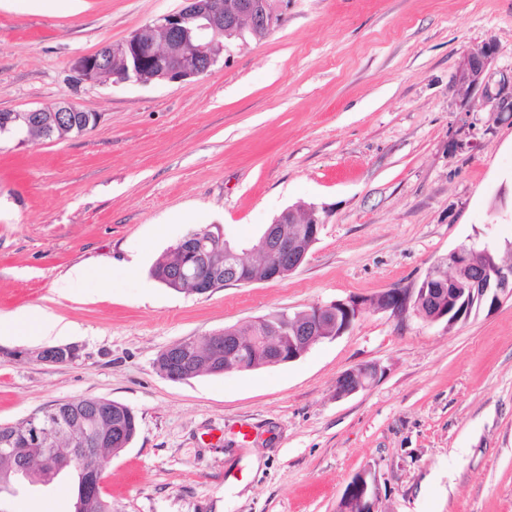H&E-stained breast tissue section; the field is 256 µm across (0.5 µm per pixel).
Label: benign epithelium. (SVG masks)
<instances>
[{
  "mask_svg": "<svg viewBox=\"0 0 512 512\" xmlns=\"http://www.w3.org/2000/svg\"><path fill=\"white\" fill-rule=\"evenodd\" d=\"M284 0H186L178 10L160 16L133 32L122 42L107 45L108 53L118 55L130 63L126 70L116 75L117 82L135 81L147 85V73L166 82H180L198 77L210 71L220 60L228 46L223 38L244 41L264 39L283 20ZM164 35L159 44L155 33ZM497 48L494 42L485 41L480 46L463 53L451 77L450 89L460 111L470 113L479 106L489 114L494 123L508 116L512 118V70L494 71ZM107 59L95 53L78 57L73 69L82 82L98 81V75ZM306 216L298 218V211L292 207L282 212L263 233L259 246L268 258L265 280L283 278L296 270L306 259L310 248L317 242L321 232L322 219L314 204L304 207ZM306 225L297 233L288 228L290 224ZM196 251L202 264L193 269L180 270L176 281L200 283L210 276L224 275V284H240V255L228 248L221 231L207 234H191L179 242ZM475 247L462 245L453 250L446 259L439 261L433 269L439 271L449 263L455 272L448 279V288L434 289L426 296L434 309L429 318L437 322L448 316L452 305L464 288L470 292L491 293L494 305L512 297V269L497 267L490 271L478 267L472 261ZM413 292L401 290L386 291L380 295L383 308L398 317H404L412 309L410 302ZM361 312L355 301L336 302L327 306L314 307V313L307 324L295 330L298 336H314L324 333L330 338L342 335L348 330ZM75 346L45 348L39 352L44 362L67 364L77 357ZM304 351L290 345L283 348L278 344L270 352L275 363L294 361ZM380 373L377 364L360 365L345 373L336 384V397L342 398L366 388ZM59 405H54L49 415L32 421L25 436L27 443L47 447V469L53 473L64 470L81 471V462L97 450L98 438L94 434L83 440L50 447V442L66 433L70 424L57 415ZM0 453L15 458V476L22 477L28 472L25 454L27 449L18 446L16 436L6 430L0 431ZM377 502L376 480L369 471L357 473L347 486L337 512H375Z\"/></svg>",
  "mask_w": 512,
  "mask_h": 512,
  "instance_id": "obj_1",
  "label": "benign epithelium"
}]
</instances>
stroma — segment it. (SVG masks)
Here are the masks:
<instances>
[{
	"mask_svg": "<svg viewBox=\"0 0 512 512\" xmlns=\"http://www.w3.org/2000/svg\"><path fill=\"white\" fill-rule=\"evenodd\" d=\"M182 0H0V112L70 103L98 116L63 140L0 139V314L63 317L65 365L39 338L0 337V425L97 397L138 417L100 460L112 512H336L371 471L377 512H512V299L454 326L378 307L463 244L512 242V122L450 90L462 52L493 40L512 68V0H288L282 24L178 83L78 81L73 64ZM324 212L288 277L178 293L156 259L221 228L248 247L285 209ZM135 263V276L125 264ZM111 270L102 289L77 265ZM362 301L299 359L172 381V344L277 312ZM382 368L340 398L347 371ZM77 483H20L5 512H73ZM70 280L75 284L87 288H101L107 280V272L96 268L76 267L69 274Z\"/></svg>",
	"mask_w": 512,
	"mask_h": 512,
	"instance_id": "obj_1",
	"label": "stroma"
}]
</instances>
